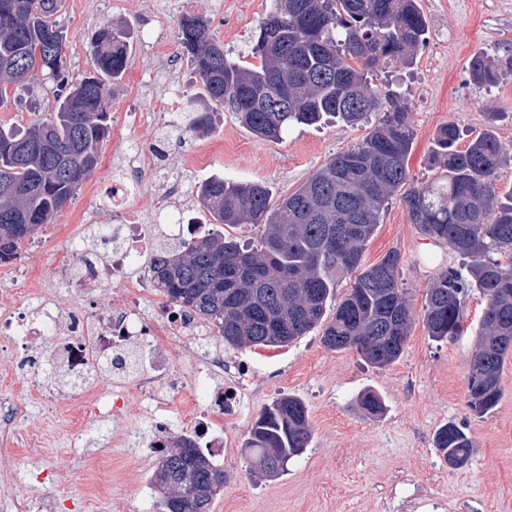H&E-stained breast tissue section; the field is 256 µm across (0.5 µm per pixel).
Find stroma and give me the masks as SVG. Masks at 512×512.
Masks as SVG:
<instances>
[{
	"mask_svg": "<svg viewBox=\"0 0 512 512\" xmlns=\"http://www.w3.org/2000/svg\"><path fill=\"white\" fill-rule=\"evenodd\" d=\"M126 2L111 0L107 10L95 14L87 0H66L62 20L69 34L71 81L91 71L89 45L105 23L124 28L131 61L111 89L112 130L98 168L16 261L0 265V296L15 289L23 270L52 284L58 258L76 253L81 224L108 210L105 188L125 153L157 144L163 148L155 177L132 198L133 208L150 224L170 181L180 180L192 191L221 175L265 182L279 196L365 136L364 129L331 120L294 127L272 142L254 136L228 111L215 112L208 135L187 132L186 115L203 111L207 103L182 59L180 0H169L160 16L129 10ZM272 5L273 0H195L193 12L208 21L225 51L242 57ZM421 7L429 38L415 63H394L373 73L376 84L399 87L407 100L414 129L408 168L416 186L435 178L429 156L436 131L448 122L461 130L459 148L490 127L503 152L512 156V75L489 90L470 83L467 71L471 58L497 57L512 48V0H421ZM156 36L163 40L164 55L144 49ZM55 106L52 87L34 83L0 108V125L28 126ZM156 110L163 118L158 125L123 119L130 112ZM392 249L401 254L400 280L417 313L436 274L465 265L447 246L427 242L396 196L366 246L365 264ZM484 307L482 294L470 290L461 304L464 331L451 340H432L423 321H415L399 360L383 369L355 351L328 350L317 329L283 347L225 348L224 358L241 373L244 386L236 413L224 419L226 482L211 512H512V359L501 376L502 396L494 410L477 415L467 403V361ZM368 389L381 397V414L361 408L358 397ZM27 390V384L0 381V397L27 403L17 431H39L44 444L0 470V495L59 505L71 492L82 496L85 512H144L136 487L149 478L156 461L140 453L138 445L154 433V423L87 421L83 403L31 401ZM283 394L305 403L313 437L283 475L264 479L252 475L243 446L261 408ZM451 421L464 425L473 441L471 460L461 469L449 468L434 445L436 431ZM116 436L123 444L100 455L103 443ZM92 470L106 483L89 493L85 482Z\"/></svg>",
	"mask_w": 512,
	"mask_h": 512,
	"instance_id": "obj_1",
	"label": "stroma"
}]
</instances>
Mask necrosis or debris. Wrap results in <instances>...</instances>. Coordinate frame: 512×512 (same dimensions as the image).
I'll list each match as a JSON object with an SVG mask.
<instances>
[{"instance_id": "necrosis-or-debris-1", "label": "necrosis or debris", "mask_w": 512, "mask_h": 512, "mask_svg": "<svg viewBox=\"0 0 512 512\" xmlns=\"http://www.w3.org/2000/svg\"><path fill=\"white\" fill-rule=\"evenodd\" d=\"M161 154L158 147L138 151L129 166L116 169L109 190L111 223L97 225L91 239H80L78 261L62 262L57 295L28 288L0 305V337L16 347V372L36 377L50 368L63 372L71 380L69 389L50 395H82L93 412L111 398L115 418L128 411L118 398L130 386L141 396V415L167 410L177 387L175 363L190 360L205 397L193 403L183 431L220 456L224 438L215 434L213 421L240 401L239 384L222 380L224 345L207 324L147 286V262L157 244L185 233L186 194L181 183L170 184L158 210L166 218L162 224L141 223L131 207L133 191L153 176ZM47 340L52 350L46 355L41 345ZM130 350L139 357V371L131 383H115Z\"/></svg>"}]
</instances>
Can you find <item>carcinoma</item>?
<instances>
[{
  "label": "carcinoma",
  "mask_w": 512,
  "mask_h": 512,
  "mask_svg": "<svg viewBox=\"0 0 512 512\" xmlns=\"http://www.w3.org/2000/svg\"><path fill=\"white\" fill-rule=\"evenodd\" d=\"M65 0H0V106L9 90L38 80L55 87L49 117L22 130L0 125V264L16 260L23 243L73 199L99 165L111 129L110 85L128 67L124 32L107 24L92 43L93 71L67 79ZM180 45L195 82L210 101L234 112L256 136L278 141L289 128L337 117L351 127L381 118L362 141L330 158L292 193L272 202L263 182L216 176L196 196L214 221L261 229L255 243L207 230L165 240L151 260V277L168 302L216 330L230 347H279L319 327L323 345L353 349L379 369L403 353L413 323L392 249L363 266V254L394 193L426 238L472 259L466 269L441 270L426 292L423 320L437 341L462 333L461 297L476 288L486 305L477 349L468 361V406L478 415L500 401L501 375L512 354V200L501 201L497 174L509 164L496 135L486 130L457 149L458 127L436 132L430 164L441 178L408 185L414 130L401 92L371 83L369 72L413 64L428 25L419 0H276L258 24L253 57L243 64L224 53L208 21L179 19ZM512 74V55L476 56L471 80L495 87ZM185 128H211L207 112L190 113ZM506 257L507 261L500 260ZM350 290L326 316L340 280ZM360 406L375 415L381 398L365 391ZM312 440L304 402L282 395L263 406L245 442L257 471L276 478ZM435 448L462 468L473 448L465 427L450 423ZM150 482L159 512H211L224 491V467L197 441L178 434L157 447Z\"/></svg>",
  "instance_id": "carcinoma-1"
}]
</instances>
